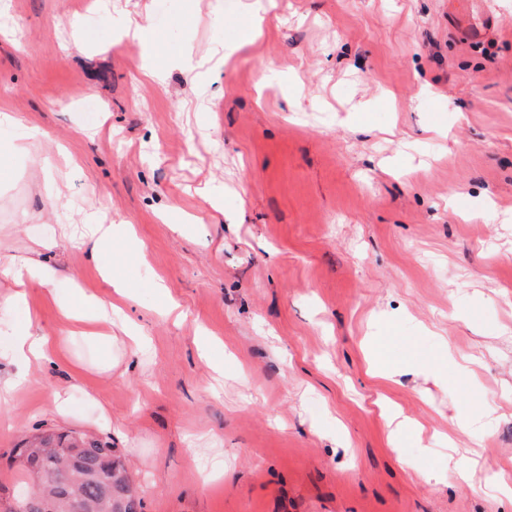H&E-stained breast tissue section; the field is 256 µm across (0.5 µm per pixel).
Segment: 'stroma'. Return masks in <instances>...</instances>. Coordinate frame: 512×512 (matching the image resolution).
I'll list each match as a JSON object with an SVG mask.
<instances>
[{
    "label": "stroma",
    "instance_id": "1",
    "mask_svg": "<svg viewBox=\"0 0 512 512\" xmlns=\"http://www.w3.org/2000/svg\"><path fill=\"white\" fill-rule=\"evenodd\" d=\"M258 2L0 0V110L74 160L55 204L0 160V297L8 260L50 265L28 309L58 342L21 365L26 309H0V376L30 378L0 404V512L52 429L111 442L142 512H512V0L479 41L448 0H277L249 38ZM109 266L111 336L71 334Z\"/></svg>",
    "mask_w": 512,
    "mask_h": 512
}]
</instances>
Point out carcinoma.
Returning <instances> with one entry per match:
<instances>
[{"label":"carcinoma","mask_w":512,"mask_h":512,"mask_svg":"<svg viewBox=\"0 0 512 512\" xmlns=\"http://www.w3.org/2000/svg\"><path fill=\"white\" fill-rule=\"evenodd\" d=\"M24 483L34 476L33 493L56 502V512H139L141 499L112 444L92 435L58 432L14 449Z\"/></svg>","instance_id":"1"}]
</instances>
